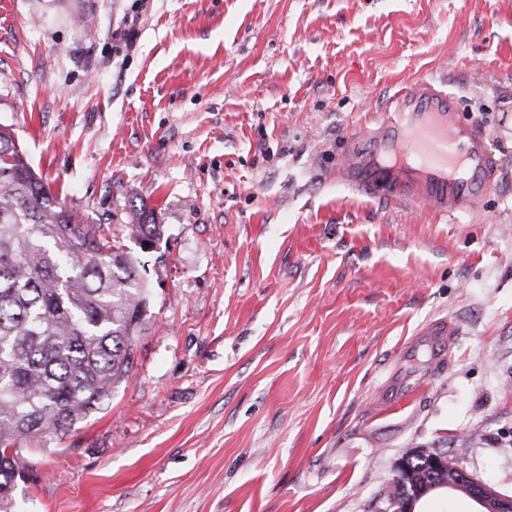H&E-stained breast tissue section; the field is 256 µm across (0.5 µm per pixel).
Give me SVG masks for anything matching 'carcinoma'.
<instances>
[{
    "mask_svg": "<svg viewBox=\"0 0 512 512\" xmlns=\"http://www.w3.org/2000/svg\"><path fill=\"white\" fill-rule=\"evenodd\" d=\"M159 241L146 210L122 229ZM109 225L85 224L0 126V512H23L21 449L63 438L112 400L133 364L150 292Z\"/></svg>",
    "mask_w": 512,
    "mask_h": 512,
    "instance_id": "1",
    "label": "carcinoma"
}]
</instances>
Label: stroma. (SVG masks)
Segmentation results:
<instances>
[{"label":"stroma","instance_id":"stroma-1","mask_svg":"<svg viewBox=\"0 0 512 512\" xmlns=\"http://www.w3.org/2000/svg\"><path fill=\"white\" fill-rule=\"evenodd\" d=\"M423 79L489 135L476 214L343 181ZM0 125L83 223L165 228L127 245L128 379L22 451L29 512H381L411 448L512 495V0H0ZM441 320L444 368L403 360ZM397 368L427 397L370 430ZM135 211L134 218L137 224H125L122 232L135 243H138L140 250L143 251V241L150 240L155 244L161 239L163 225L156 224L153 218L149 220V214L146 213L144 208L135 209Z\"/></svg>","mask_w":512,"mask_h":512}]
</instances>
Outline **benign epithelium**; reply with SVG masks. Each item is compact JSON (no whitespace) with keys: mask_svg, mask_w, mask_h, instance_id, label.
Instances as JSON below:
<instances>
[{"mask_svg":"<svg viewBox=\"0 0 512 512\" xmlns=\"http://www.w3.org/2000/svg\"><path fill=\"white\" fill-rule=\"evenodd\" d=\"M416 460L425 462V468L433 472L448 473L445 488L465 493L481 506V512H512V496L502 495L487 483L470 476L448 457V453L438 448H411L396 460L394 482L404 485V492L395 494L385 490L382 498L386 508L382 512H416V505L423 497L440 489L435 483L417 482L413 471Z\"/></svg>","mask_w":512,"mask_h":512,"instance_id":"1","label":"benign epithelium"}]
</instances>
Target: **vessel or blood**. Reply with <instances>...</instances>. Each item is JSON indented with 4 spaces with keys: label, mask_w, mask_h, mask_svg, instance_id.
Segmentation results:
<instances>
[{
    "label": "vessel or blood",
    "mask_w": 512,
    "mask_h": 512,
    "mask_svg": "<svg viewBox=\"0 0 512 512\" xmlns=\"http://www.w3.org/2000/svg\"><path fill=\"white\" fill-rule=\"evenodd\" d=\"M456 96L434 81H422L401 94L385 112L373 138L372 174L356 161L343 166L346 182L367 195H382L396 205L420 204L436 213H472L492 179L487 132L477 122L459 123ZM423 384L392 376L376 402L371 424L399 427L413 420V403L423 399Z\"/></svg>",
    "instance_id": "obj_1"
}]
</instances>
